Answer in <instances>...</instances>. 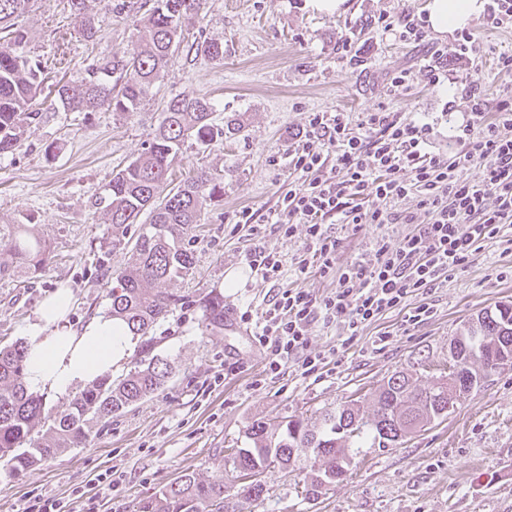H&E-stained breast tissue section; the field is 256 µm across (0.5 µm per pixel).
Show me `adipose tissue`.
I'll return each instance as SVG.
<instances>
[{"label": "adipose tissue", "instance_id": "adipose-tissue-1", "mask_svg": "<svg viewBox=\"0 0 512 512\" xmlns=\"http://www.w3.org/2000/svg\"><path fill=\"white\" fill-rule=\"evenodd\" d=\"M484 9V0H428L427 22L435 33L445 35ZM71 302L70 290L57 291L28 327L24 381L32 390L66 395L115 371L131 350L134 340L126 324L109 316L92 319L82 331L71 330L63 322Z\"/></svg>", "mask_w": 512, "mask_h": 512}]
</instances>
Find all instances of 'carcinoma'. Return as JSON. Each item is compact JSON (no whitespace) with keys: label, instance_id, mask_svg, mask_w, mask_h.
I'll use <instances>...</instances> for the list:
<instances>
[{"label":"carcinoma","instance_id":"carcinoma-1","mask_svg":"<svg viewBox=\"0 0 512 512\" xmlns=\"http://www.w3.org/2000/svg\"><path fill=\"white\" fill-rule=\"evenodd\" d=\"M36 0H0V30L11 29L9 42L0 46V154L22 145L26 128L40 119L29 109L44 81L41 62L26 50V32L20 18ZM204 0H156L151 8L137 0L116 5L136 20L138 39L130 51H117L103 61H88L78 82L55 84V99L66 112L88 117L100 110L136 112L152 95L156 83L178 54L185 27L196 22ZM78 30L87 41L96 38L98 20L86 0H69ZM146 14H141V10ZM195 54L224 61V41L204 38L191 44ZM213 100L206 94L176 96L165 106L162 121L148 148L129 162L105 186L99 209L112 226V240L99 242L101 275L111 277L107 256L124 252L123 267L107 292L108 314L124 322L141 338V358L117 378L107 374L79 389L61 412L46 408V397L24 382L27 344L0 346V461L9 474L33 467L59 451L83 448L94 426L110 422L130 405L165 386L172 374L169 361L153 353V332L174 311L197 307L206 325L224 326V296L212 291L195 299L177 294L163 284L189 276L194 254L186 239L192 225L211 203L224 200V175L201 169L171 187L169 168L185 143L203 150L224 142V134L238 130L229 120L213 122ZM149 212L150 222L134 244L125 241L127 228ZM49 252L32 224H0V280L24 279L42 271ZM480 329L467 331V345L453 339L461 363V377L453 385L442 379L431 388L418 387L402 372L393 373L373 394L372 414L355 403L324 411L308 422L290 419L270 423L256 420L245 432V447L236 448V472H265L273 465L287 469L308 455L321 462L305 476L303 492L315 498L347 472L356 449L371 442L389 448L425 424L448 415L460 398L479 387L500 368L502 351L512 355V305L480 313ZM231 487L224 480L203 481L183 471L173 482L140 500L138 512H224Z\"/></svg>","mask_w":512,"mask_h":512}]
</instances>
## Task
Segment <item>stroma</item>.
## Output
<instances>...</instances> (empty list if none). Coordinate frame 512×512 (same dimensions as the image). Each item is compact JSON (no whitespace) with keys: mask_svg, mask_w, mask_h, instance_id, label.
<instances>
[{"mask_svg":"<svg viewBox=\"0 0 512 512\" xmlns=\"http://www.w3.org/2000/svg\"><path fill=\"white\" fill-rule=\"evenodd\" d=\"M99 20L95 40H85L68 0H37L22 25L28 48L43 62L50 81L75 80L83 60L102 59L130 49L135 28L126 14L108 12L89 0ZM427 0H347L339 14L315 11L308 0H205L185 33L224 42L223 62L178 53L156 94L138 112L108 111L85 118L54 111L47 92L32 101L42 114L23 145L0 156V224L36 225L51 260L38 278L0 280V340L25 338L40 305L57 289L73 294L66 316L73 330L105 314L106 285L89 253L91 243L109 237L95 205L113 171L139 157L157 128L163 105L177 94L205 93L216 104L217 124L237 119L242 129L208 151L186 144L168 180L179 184L194 169L223 172L224 200L208 207L194 225L192 274L171 282V290L224 296L231 314L261 311L277 287L297 283L316 298L331 279L296 277L305 252V228L286 238L274 226L252 233L236 224L243 208L267 211L280 185L294 179L288 165H275L314 113H347L359 125L369 112L421 115L435 132L434 145L453 152V128L469 112L467 91L477 86L489 104L512 90V73L498 72L500 52L512 48V24L491 27L486 16L467 25L479 53L450 60L448 78L433 86L427 66L432 51L453 44V35L425 30L420 42L402 41L384 29L404 15L425 17ZM411 74L407 89L393 90L394 72ZM342 240L339 263L373 259L377 241L409 232L406 224L333 225ZM260 245L283 258L278 283L263 281L244 254ZM235 283H228V273ZM433 316L402 330L394 312L366 326L345 343L340 324L315 322L310 350H338L339 361L309 376L287 369L264 375L265 355L250 325L232 334L206 326L200 309L176 311L156 331V352L173 365L158 392L95 429L83 448L58 453L17 475L0 470V512H23L32 494L59 499L69 512L93 502L96 512H137L141 498L174 481L184 470L209 480L233 481L232 449L242 447L247 426L312 416L350 400L369 402L397 371L417 374L427 384L448 370L453 336L480 311L512 302V249L486 245L465 268L426 296ZM383 348H376L379 336ZM112 474L111 492L97 476ZM302 471L269 469L264 492L255 500L239 494L231 512H512V366L494 373L480 390L465 396L447 417L426 425L394 448H364L343 479L317 499L305 498Z\"/></svg>","mask_w":512,"mask_h":512,"instance_id":"stroma-1","label":"stroma"}]
</instances>
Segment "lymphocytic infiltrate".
<instances>
[{
	"label": "lymphocytic infiltrate",
	"instance_id": "lymphocytic-infiltrate-1",
	"mask_svg": "<svg viewBox=\"0 0 512 512\" xmlns=\"http://www.w3.org/2000/svg\"><path fill=\"white\" fill-rule=\"evenodd\" d=\"M362 126L353 132L342 112L313 114L308 138L287 156L296 177L280 186L275 207L261 215L247 208L237 214L242 224L277 225L287 238L305 225L297 274L336 283L320 300L300 288H282L260 317L241 313L266 350L270 375L291 364L305 375L330 364L331 355L307 349L315 318L342 324L352 338L395 311L402 312L403 326L418 325L434 310L410 306V299L465 267L485 243L512 242V96L491 108L482 95H473L449 154L433 150V129L421 121L371 112ZM474 167L477 178H467ZM411 195L428 222L417 223L416 211L388 209V202ZM332 224H408L412 230L378 241L372 260L342 265L341 241L328 230Z\"/></svg>",
	"mask_w": 512,
	"mask_h": 512
}]
</instances>
